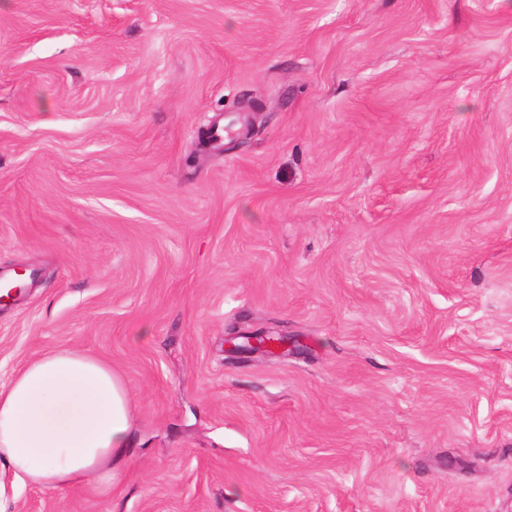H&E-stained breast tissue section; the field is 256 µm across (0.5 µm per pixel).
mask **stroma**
I'll use <instances>...</instances> for the list:
<instances>
[{
	"label": "stroma",
	"mask_w": 512,
	"mask_h": 512,
	"mask_svg": "<svg viewBox=\"0 0 512 512\" xmlns=\"http://www.w3.org/2000/svg\"><path fill=\"white\" fill-rule=\"evenodd\" d=\"M21 267L0 388L103 358L133 445L5 512H512V0H0Z\"/></svg>",
	"instance_id": "stroma-1"
}]
</instances>
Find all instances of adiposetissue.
I'll use <instances>...</instances> for the list:
<instances>
[{
    "label": "adipose tissue",
    "mask_w": 512,
    "mask_h": 512,
    "mask_svg": "<svg viewBox=\"0 0 512 512\" xmlns=\"http://www.w3.org/2000/svg\"><path fill=\"white\" fill-rule=\"evenodd\" d=\"M131 419L129 390L108 363L58 350L0 388V458L45 490H108L129 459Z\"/></svg>",
    "instance_id": "1"
}]
</instances>
